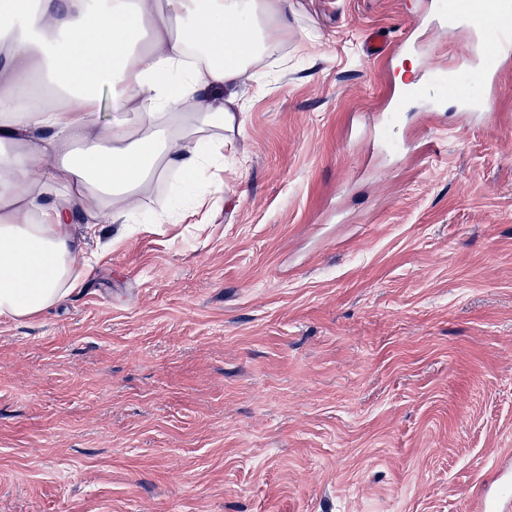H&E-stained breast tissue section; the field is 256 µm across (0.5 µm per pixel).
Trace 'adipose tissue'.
<instances>
[{"label": "adipose tissue", "instance_id": "obj_1", "mask_svg": "<svg viewBox=\"0 0 512 512\" xmlns=\"http://www.w3.org/2000/svg\"><path fill=\"white\" fill-rule=\"evenodd\" d=\"M293 0H0V321L40 317L148 186L198 213L240 127L247 71L288 38ZM124 111L97 119L96 91Z\"/></svg>", "mask_w": 512, "mask_h": 512}]
</instances>
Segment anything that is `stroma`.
Masks as SVG:
<instances>
[{
	"mask_svg": "<svg viewBox=\"0 0 512 512\" xmlns=\"http://www.w3.org/2000/svg\"><path fill=\"white\" fill-rule=\"evenodd\" d=\"M441 4L295 0L202 216L0 322V512H512V58L398 89L470 52Z\"/></svg>",
	"mask_w": 512,
	"mask_h": 512,
	"instance_id": "stroma-1",
	"label": "stroma"
}]
</instances>
